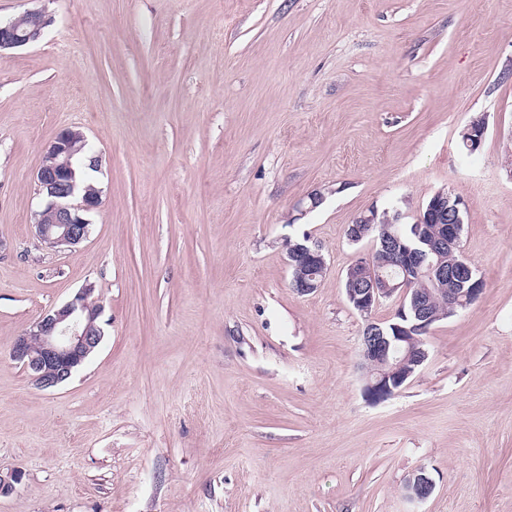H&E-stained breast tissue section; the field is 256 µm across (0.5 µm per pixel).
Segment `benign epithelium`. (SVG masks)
Returning a JSON list of instances; mask_svg holds the SVG:
<instances>
[{
	"instance_id": "obj_1",
	"label": "benign epithelium",
	"mask_w": 512,
	"mask_h": 512,
	"mask_svg": "<svg viewBox=\"0 0 512 512\" xmlns=\"http://www.w3.org/2000/svg\"><path fill=\"white\" fill-rule=\"evenodd\" d=\"M50 24V18L41 9H26L5 24H0V58L4 51L25 47L37 42ZM87 138L83 132L71 128L61 130L48 146L46 157L37 171L36 181L42 203L34 212L36 236L46 249L55 252L74 250L89 234L86 215L101 203V196L93 195L75 180L72 159L86 153ZM418 224L438 225L433 252L448 244L459 245L457 223L448 208V198L431 201L417 215ZM394 272L386 277L370 274L374 270V254L360 258L363 271L360 286L349 291V299L362 316H369L383 299L397 293L408 294L413 283L426 277L432 287L427 297L445 295L448 306H455L456 295L440 287L448 279V271L426 262V255L405 245L393 246ZM292 270L290 286L299 294L315 290L304 276L307 270L324 271L325 258L319 245L294 244L287 246ZM95 286L87 284L72 299L44 314L28 331L17 336L11 349L12 358L21 363L37 385L44 389L56 388L69 381L103 338L98 323L102 307L93 301ZM415 326L429 330L432 320L429 304L421 301L414 308ZM394 335H385L374 321L366 323L360 347L363 390L372 402L383 401L395 394V389L406 385L414 371L406 369L410 352L403 348L406 328L393 325ZM434 491V484L421 471L406 481L405 494L412 500L425 501Z\"/></svg>"
}]
</instances>
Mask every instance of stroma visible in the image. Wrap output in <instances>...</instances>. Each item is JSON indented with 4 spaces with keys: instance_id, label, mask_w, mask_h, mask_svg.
Returning <instances> with one entry per match:
<instances>
[{
    "instance_id": "1",
    "label": "stroma",
    "mask_w": 512,
    "mask_h": 512,
    "mask_svg": "<svg viewBox=\"0 0 512 512\" xmlns=\"http://www.w3.org/2000/svg\"><path fill=\"white\" fill-rule=\"evenodd\" d=\"M30 8L49 26L0 61V472L23 473L0 512H512V0H0V21ZM64 128L101 204L54 252L35 176ZM441 190L485 288L373 403L344 289L373 242L346 230ZM305 236L328 270L299 295ZM88 283L103 340L39 388L11 345ZM305 241L306 244H294L289 246L288 243L290 242L304 243V240H288L287 243L289 265L292 270L290 286L293 291L302 295L311 293L316 289L315 286L305 279V271L318 270L319 272H324L326 268L325 258L319 245L315 243L307 244L309 239H305ZM434 491V484L432 481L423 473V471H417L406 481L405 494L412 500L425 501L427 500Z\"/></svg>"
}]
</instances>
